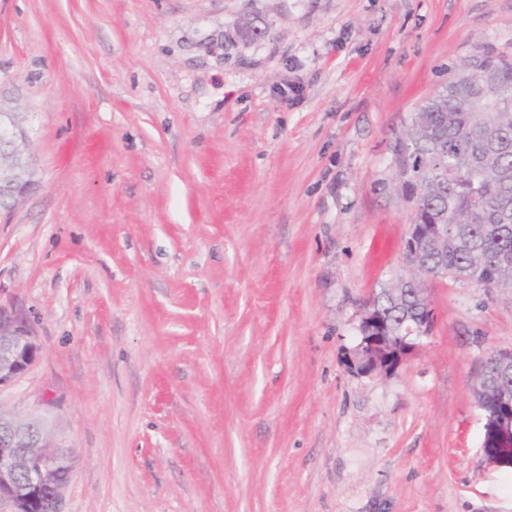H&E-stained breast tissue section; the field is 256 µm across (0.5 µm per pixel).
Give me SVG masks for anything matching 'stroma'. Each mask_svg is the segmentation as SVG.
<instances>
[{
    "label": "stroma",
    "mask_w": 512,
    "mask_h": 512,
    "mask_svg": "<svg viewBox=\"0 0 512 512\" xmlns=\"http://www.w3.org/2000/svg\"><path fill=\"white\" fill-rule=\"evenodd\" d=\"M480 45L512 0H0L38 159L0 305L40 345L0 407L72 452L62 512H512L471 394L512 298L430 280L420 349L349 368L405 272L395 139Z\"/></svg>",
    "instance_id": "1"
}]
</instances>
